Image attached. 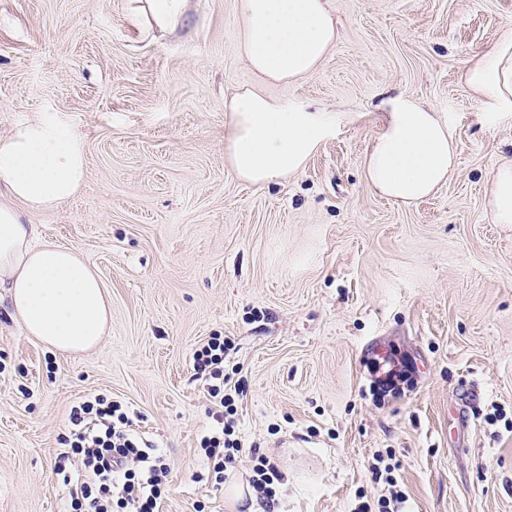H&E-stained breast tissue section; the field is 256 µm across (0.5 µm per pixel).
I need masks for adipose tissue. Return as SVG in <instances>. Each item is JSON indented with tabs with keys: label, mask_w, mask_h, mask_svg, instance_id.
<instances>
[{
	"label": "adipose tissue",
	"mask_w": 512,
	"mask_h": 512,
	"mask_svg": "<svg viewBox=\"0 0 512 512\" xmlns=\"http://www.w3.org/2000/svg\"><path fill=\"white\" fill-rule=\"evenodd\" d=\"M189 0H143L134 24L172 32ZM237 51L254 79L227 96L231 127L224 157L236 176L265 185L301 170L336 133V116L304 100L271 96L273 84L316 72L336 42L330 0H236ZM462 80L481 112L512 114V26L487 53L474 56ZM383 119L364 160L367 183L409 204L433 194L455 168L457 145L432 107L400 92L380 102ZM87 176L83 142L62 117L44 113L0 138V299L6 316L51 351L79 355L108 334L112 305L92 262L41 235L29 212L71 199ZM492 223L512 224V158L488 179Z\"/></svg>",
	"instance_id": "adipose-tissue-1"
}]
</instances>
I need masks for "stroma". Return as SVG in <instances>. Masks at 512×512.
I'll use <instances>...</instances> for the list:
<instances>
[{"label": "stroma", "instance_id": "obj_1", "mask_svg": "<svg viewBox=\"0 0 512 512\" xmlns=\"http://www.w3.org/2000/svg\"><path fill=\"white\" fill-rule=\"evenodd\" d=\"M338 38L316 74L271 86L336 116L299 172L264 186L224 161V97L253 75L235 0H192L152 39L131 0H0V137L39 113L65 117L87 180L30 223L94 263L112 303L90 353H51L0 311V512H65L53 466L79 398L138 412L167 456L165 512H246L226 480L273 458L274 512H356L390 488L406 512H512V224L484 190L512 156V116L485 121L469 60L512 24V0H332ZM444 117L455 169L432 196L377 194L363 163L383 94ZM214 335L245 446L225 480L200 447L210 403L189 360ZM413 367L372 389L370 344Z\"/></svg>", "mask_w": 512, "mask_h": 512}]
</instances>
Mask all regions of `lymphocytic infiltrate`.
<instances>
[{"label":"lymphocytic infiltrate","mask_w":512,"mask_h":512,"mask_svg":"<svg viewBox=\"0 0 512 512\" xmlns=\"http://www.w3.org/2000/svg\"><path fill=\"white\" fill-rule=\"evenodd\" d=\"M227 340L210 337L190 365L212 402L214 427L200 444L217 474L234 464L243 445L236 435L232 396L226 394ZM128 405L90 394L70 410L54 472L68 489L70 512H162L168 464L163 451L133 428Z\"/></svg>","instance_id":"lymphocytic-infiltrate-1"}]
</instances>
